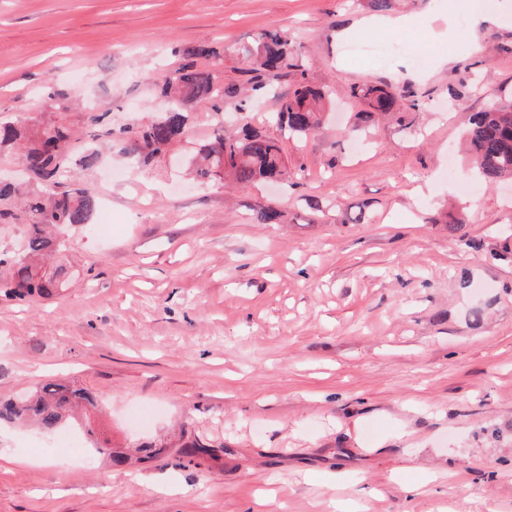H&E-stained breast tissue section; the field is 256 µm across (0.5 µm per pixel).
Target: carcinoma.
Instances as JSON below:
<instances>
[{"label":"carcinoma","mask_w":512,"mask_h":512,"mask_svg":"<svg viewBox=\"0 0 512 512\" xmlns=\"http://www.w3.org/2000/svg\"><path fill=\"white\" fill-rule=\"evenodd\" d=\"M246 60H254L250 69L251 90L265 88L263 77L269 73L291 70L299 79L294 89L277 101V108L268 122L283 134L306 138L324 123L330 94L308 83L298 49L288 38L277 32H263L254 42L239 48ZM157 86L160 94L169 98L168 109L145 126L128 127L121 131L125 152L141 166H149L176 141L188 135L189 112L199 105H208L218 117H224V102L248 99L247 91L235 84H218L211 74L195 69L191 62L163 74ZM364 102L358 113L359 122L367 125L381 116L399 121L408 118L407 112L418 108L415 101L403 105L387 89L368 85L351 91ZM25 140L19 160L40 181L39 191L25 196L28 212L26 255L11 262L9 281L3 284L12 294L33 297L52 294L66 267L59 265L51 274L43 271L38 261L59 249L51 232L63 224H89L98 200L90 187L59 190L60 177L66 172L77 141L75 133L63 124L42 126L26 134L12 124L0 125V144ZM471 159L487 184L512 178V103L475 113L466 130ZM200 161L196 174L202 182L224 185L231 182L243 189L253 184L274 181L288 173V159L283 153L281 139L245 128L242 134L224 133L219 122L213 138L195 147ZM98 407L91 390L77 385L46 382L20 400H0V419L17 424L34 422L45 433H52L79 410ZM170 449L180 462H192L210 452V445L198 436L183 432Z\"/></svg>","instance_id":"carcinoma-1"}]
</instances>
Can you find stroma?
<instances>
[{
  "label": "stroma",
  "mask_w": 512,
  "mask_h": 512,
  "mask_svg": "<svg viewBox=\"0 0 512 512\" xmlns=\"http://www.w3.org/2000/svg\"><path fill=\"white\" fill-rule=\"evenodd\" d=\"M377 16L369 0H0V118L99 145L64 181L112 221L106 238L59 229L69 275L51 295L0 292V399L61 379L100 403L96 448L74 454L0 422V512H512V181L477 180L462 151L471 115L512 100V14L442 43L366 28ZM267 31L334 101L283 142L299 175L199 184L204 108L173 147L182 166L135 167L111 140L161 112L155 77L187 61L245 84L238 49ZM361 39L427 62L350 58ZM293 82L225 103V131L272 133ZM370 84L414 96L413 121L354 133L351 89ZM267 205L281 223L256 222ZM27 224L0 200L1 256L21 255ZM183 428L211 455L116 468L97 452Z\"/></svg>",
  "instance_id": "stroma-1"
}]
</instances>
